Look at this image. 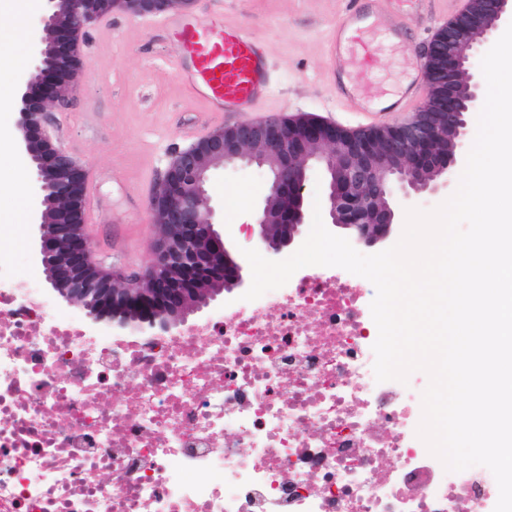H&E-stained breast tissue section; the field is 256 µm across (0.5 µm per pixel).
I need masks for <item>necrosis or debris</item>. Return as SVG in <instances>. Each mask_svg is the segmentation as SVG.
Masks as SVG:
<instances>
[{
  "mask_svg": "<svg viewBox=\"0 0 512 512\" xmlns=\"http://www.w3.org/2000/svg\"><path fill=\"white\" fill-rule=\"evenodd\" d=\"M375 290L318 267L147 339L64 320L0 248V512H484L377 382Z\"/></svg>",
  "mask_w": 512,
  "mask_h": 512,
  "instance_id": "4bbe7bcc",
  "label": "necrosis or debris"
}]
</instances>
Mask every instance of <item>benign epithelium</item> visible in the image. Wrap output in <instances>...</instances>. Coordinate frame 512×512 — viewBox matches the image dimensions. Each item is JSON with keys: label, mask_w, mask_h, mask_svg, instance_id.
<instances>
[{"label": "benign epithelium", "mask_w": 512, "mask_h": 512, "mask_svg": "<svg viewBox=\"0 0 512 512\" xmlns=\"http://www.w3.org/2000/svg\"><path fill=\"white\" fill-rule=\"evenodd\" d=\"M192 0H46L43 36L31 73L20 82L15 126L19 147L40 190L36 257L55 295L82 307L92 324L112 332L171 331L207 299L244 285L245 260L206 206L211 169L245 164L264 170L268 188L249 216V230L274 256L302 237L310 164L327 179L326 212L353 240L374 246L396 224L397 194L437 192L453 179L474 114L483 102L470 59L512 17V0H467L434 35L424 56L426 96L406 121L352 132L310 116L241 122L209 133L178 152L150 201L161 230L148 274L114 282L92 258L84 168L60 149L45 111L73 107L82 76L81 42L88 27L119 11L144 15L182 10ZM448 143L440 152L437 145Z\"/></svg>", "instance_id": "1"}]
</instances>
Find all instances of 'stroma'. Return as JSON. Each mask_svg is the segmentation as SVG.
I'll list each match as a JSON object with an SVG mask.
<instances>
[{
    "label": "stroma",
    "instance_id": "1",
    "mask_svg": "<svg viewBox=\"0 0 512 512\" xmlns=\"http://www.w3.org/2000/svg\"><path fill=\"white\" fill-rule=\"evenodd\" d=\"M349 0H194L189 10L173 12L175 21L210 14L226 24L248 27L268 48L269 64L277 81L264 106L265 117L311 115L357 131L404 121L405 113L380 112L379 100L401 93L423 78L422 53L435 34L433 23L444 18L448 0H428L413 10L408 0H389L386 10L400 14L405 28L399 38L389 36L385 23L369 20V36L380 49L371 68L356 55L341 61L358 85L369 86L364 111H344L329 81L326 29ZM38 18L23 14L0 0V43L33 56ZM83 81L75 106L54 112L61 147L86 172L98 175L90 193L88 232L97 261L108 271L129 278L141 274L154 260L158 230L151 222L149 200L174 154L191 144L189 128L207 124L216 129L245 120L242 112L210 114L204 101L185 90L180 69L189 57L174 31L141 25L137 17L115 12L91 25L81 44ZM265 176L254 167L227 165L212 170L209 204L233 233L237 248L257 243L245 224L247 214L231 215L227 191L248 192L259 201ZM38 228L19 225L18 233L1 242L16 255L19 279H46L34 259Z\"/></svg>",
    "mask_w": 512,
    "mask_h": 512
}]
</instances>
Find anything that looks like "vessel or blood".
Segmentation results:
<instances>
[{
  "label": "vessel or blood",
  "instance_id": "obj_1",
  "mask_svg": "<svg viewBox=\"0 0 512 512\" xmlns=\"http://www.w3.org/2000/svg\"><path fill=\"white\" fill-rule=\"evenodd\" d=\"M364 17L352 9L343 13L327 31V57L332 62V85L342 105L353 106L357 87L345 79L335 63L351 46L371 52ZM184 52L192 66L183 75L187 91L202 98L212 113L251 112L264 105L270 81L265 49L249 30L216 20L180 22Z\"/></svg>",
  "mask_w": 512,
  "mask_h": 512
}]
</instances>
